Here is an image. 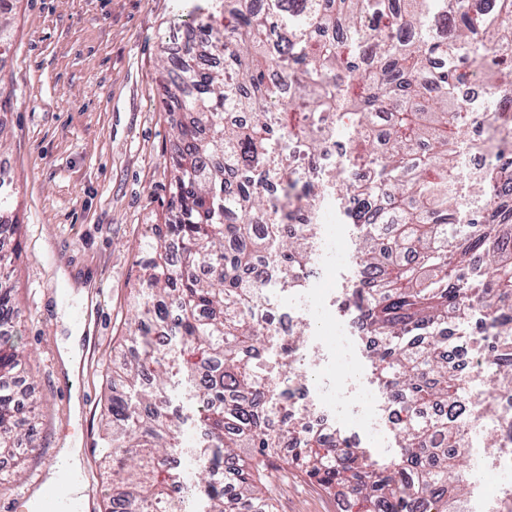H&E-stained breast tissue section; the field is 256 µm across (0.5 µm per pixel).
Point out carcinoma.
<instances>
[{
    "instance_id": "carcinoma-1",
    "label": "carcinoma",
    "mask_w": 512,
    "mask_h": 512,
    "mask_svg": "<svg viewBox=\"0 0 512 512\" xmlns=\"http://www.w3.org/2000/svg\"><path fill=\"white\" fill-rule=\"evenodd\" d=\"M0 0V45L9 40ZM189 52H163L177 90L168 109L190 113L175 127L172 220L140 242L149 256L131 320L128 358L115 377L136 400L112 397L107 414L112 512L160 505L177 483L170 451L179 425L167 410L178 370L203 402L197 419L209 438L202 459L208 512H275L265 471L283 459L349 512H466L468 415L485 419L490 446L512 444L498 424V394L512 392V91L494 87L490 107L467 105L459 89L479 64L491 77L512 69V0H177ZM492 109L489 137L465 138ZM244 112L245 123L227 115ZM349 123L351 169L332 163L312 183L293 166L310 161ZM462 151L490 155L474 195L452 177ZM272 184V195L261 186ZM359 229V287L349 302L373 349L376 379L397 397L403 453L373 461L341 431L307 427V410L288 412L289 377L304 330L282 348L285 377L267 369L260 346L272 335V297L245 274L275 259L273 286L305 284L317 225L300 224L322 202L345 204ZM0 171V217L14 208ZM296 228L288 231V225ZM16 310L0 272V327ZM460 341L480 336L493 367L477 397L448 365L446 327ZM22 356L0 346V453L10 454L26 422L17 417Z\"/></svg>"
}]
</instances>
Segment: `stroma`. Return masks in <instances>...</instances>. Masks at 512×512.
<instances>
[{
  "mask_svg": "<svg viewBox=\"0 0 512 512\" xmlns=\"http://www.w3.org/2000/svg\"><path fill=\"white\" fill-rule=\"evenodd\" d=\"M12 42L0 51L11 106L0 112V165L11 173L17 207L6 235L14 250L18 325L9 342L22 351V404L33 418L36 446L15 462L22 479L47 472L65 437L83 448V469L96 485L108 476L98 466L112 373L127 355V322L141 283L145 256L139 243L151 225L164 223L170 200L167 160L176 147V115L164 111L161 92L170 79L160 66L163 43H179L183 23L174 0H18L9 16ZM337 231L328 284H310L328 316L342 309L359 273L353 260L357 229L339 207L326 208ZM91 281L96 294L93 359L81 362L78 422L58 392L68 383L58 363L59 343L78 303H49L50 289ZM298 357L313 408L329 402L328 383L343 381L346 404L363 403L366 419L339 412L338 428L377 461L400 456L386 411V394L371 374L366 339H349L352 369L336 372V350L324 323L303 317ZM276 512H341L340 496L288 466L270 470Z\"/></svg>",
  "mask_w": 512,
  "mask_h": 512,
  "instance_id": "stroma-1",
  "label": "stroma"
}]
</instances>
